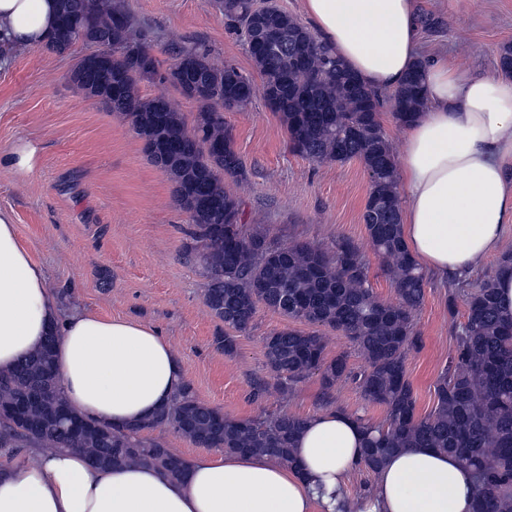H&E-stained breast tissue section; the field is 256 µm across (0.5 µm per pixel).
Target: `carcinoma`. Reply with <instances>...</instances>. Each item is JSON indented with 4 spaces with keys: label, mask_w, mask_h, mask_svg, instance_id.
<instances>
[{
    "label": "carcinoma",
    "mask_w": 512,
    "mask_h": 512,
    "mask_svg": "<svg viewBox=\"0 0 512 512\" xmlns=\"http://www.w3.org/2000/svg\"><path fill=\"white\" fill-rule=\"evenodd\" d=\"M216 2L228 28L246 41L276 42L270 51L250 52L262 75L258 89L237 67L215 64L197 46L173 45L174 63L160 73L146 36L132 33V17L116 0H59L45 47L56 53L79 42L96 47L97 60L81 57L70 80L91 97H107L111 111L129 117L152 162L174 182L192 226L183 251L206 268L205 304L211 315L242 333L262 304L292 321L340 331L358 349L366 367L354 375L347 356L326 359L325 339L316 332L284 328L265 339L267 365L277 376L297 381L317 372L327 391L351 377L365 400L384 408L382 423L364 422L361 468L375 473L400 450L434 448L472 469L474 512H512V318L501 315L496 301L499 270L512 266V254L463 295L465 321L436 382L437 404L419 415L405 362L420 343L413 317L424 299L426 274L402 238L396 163L380 118V94L276 6ZM155 79L198 104L193 125L166 94L140 96L139 84ZM258 92L278 115L294 153L319 163L356 160L364 167L370 189L362 219L395 288V302L374 293L350 240H339L332 250L306 242L282 244L264 225L245 224L242 200L224 187L223 176H245L224 111L246 108ZM392 107L402 123L423 109L419 70L395 90ZM57 339L50 333L37 352L0 374V447L79 449L100 466L148 464L180 475L184 460L160 443L133 439L68 408L56 384ZM34 391L37 401L26 404ZM72 421L80 423L76 440L65 429ZM307 421L291 413L226 418L187 387L149 427H170L200 448L270 453L291 465Z\"/></svg>",
    "instance_id": "cac0c4a2"
}]
</instances>
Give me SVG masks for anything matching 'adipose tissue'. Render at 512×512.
Listing matches in <instances>:
<instances>
[{
  "label": "adipose tissue",
  "instance_id": "1",
  "mask_svg": "<svg viewBox=\"0 0 512 512\" xmlns=\"http://www.w3.org/2000/svg\"><path fill=\"white\" fill-rule=\"evenodd\" d=\"M58 0H0V44L42 45ZM319 41L366 85L399 88L425 67V108L403 125L398 161L402 235L412 256L445 278L464 277L512 232V76H463L426 51L414 0H304ZM56 332L58 389L80 414L130 429L151 420L185 385V371L154 325L62 304L43 266L0 209V373ZM363 425L327 411L309 418L288 465L213 448L180 476L130 464L92 465L77 450L0 451V512H473L474 478L432 448L391 455L360 497Z\"/></svg>",
  "mask_w": 512,
  "mask_h": 512
}]
</instances>
